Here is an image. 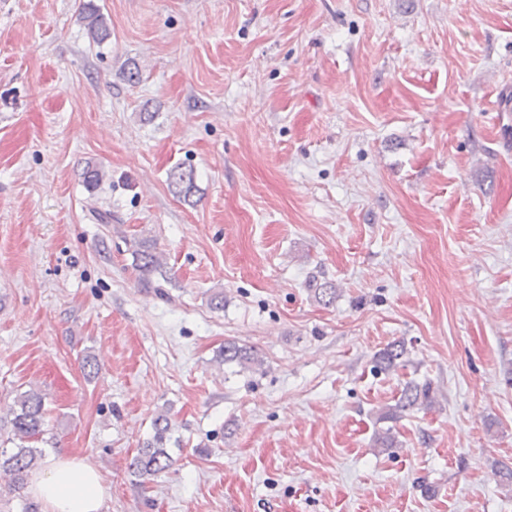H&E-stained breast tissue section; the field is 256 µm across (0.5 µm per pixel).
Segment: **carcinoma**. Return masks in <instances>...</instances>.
<instances>
[{
	"label": "carcinoma",
	"instance_id": "cac0c4a2",
	"mask_svg": "<svg viewBox=\"0 0 512 512\" xmlns=\"http://www.w3.org/2000/svg\"><path fill=\"white\" fill-rule=\"evenodd\" d=\"M88 37L95 43L105 41L110 33L102 13L92 4L88 5L82 16ZM169 182L173 192L185 199L195 190V175L193 169L174 168L169 174ZM134 258L139 261L138 269L145 284H151L150 275L162 272L161 256L153 251V247L144 240L134 244ZM222 363H237L249 367H260L263 359L258 351L246 345L235 342L224 344V350L219 354ZM409 362V352L404 344H391L376 356V367L383 372H392L404 367ZM435 403V390L432 385H419L409 382L402 390L397 402L379 413L380 421H395L402 413L416 407L430 408ZM11 438L9 441H19L16 447L0 450V473L11 476V487L21 489L29 470L35 465L37 457L42 452L24 446V443L43 434L45 425V402L43 395L37 390L21 393L15 400L11 412ZM171 440V422L167 415L159 414L153 420L152 437L138 450L132 459L130 467L140 476H154L172 465L166 450Z\"/></svg>",
	"mask_w": 512,
	"mask_h": 512
}]
</instances>
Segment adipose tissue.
Segmentation results:
<instances>
[{
    "label": "adipose tissue",
    "instance_id": "obj_1",
    "mask_svg": "<svg viewBox=\"0 0 512 512\" xmlns=\"http://www.w3.org/2000/svg\"><path fill=\"white\" fill-rule=\"evenodd\" d=\"M30 490L43 512H102L108 495L93 465L63 452L34 477Z\"/></svg>",
    "mask_w": 512,
    "mask_h": 512
}]
</instances>
